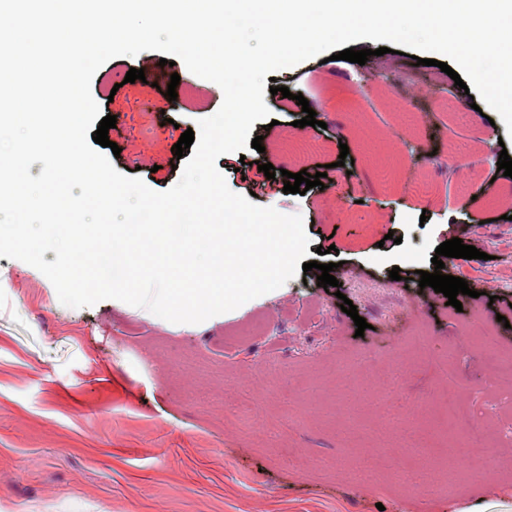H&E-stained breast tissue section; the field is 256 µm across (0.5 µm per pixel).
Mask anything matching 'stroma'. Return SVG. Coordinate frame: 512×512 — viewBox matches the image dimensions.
<instances>
[{
	"mask_svg": "<svg viewBox=\"0 0 512 512\" xmlns=\"http://www.w3.org/2000/svg\"><path fill=\"white\" fill-rule=\"evenodd\" d=\"M353 47L369 50L366 64L315 56L275 74L317 126L297 127L302 110L265 94L275 124L250 130L264 152L216 160L232 192L301 216L307 258L333 263L338 293L301 271L233 311L175 324L114 299L64 306L39 270L0 257V512H512V415L499 413L512 383L492 360L512 354V178L497 171L512 141L494 110L472 109L411 48ZM160 58L113 57L90 83L117 119L112 165L157 192L194 155L175 156L182 131L224 99ZM150 60L156 83L126 82ZM432 152L453 176L428 164ZM262 154L275 178L259 172ZM322 165L323 188L284 193L285 172ZM455 237L486 257L446 260L445 274L471 292L492 286L458 309L418 283ZM451 404L473 425L446 416Z\"/></svg>",
	"mask_w": 512,
	"mask_h": 512,
	"instance_id": "35a3bbf8",
	"label": "stroma"
}]
</instances>
